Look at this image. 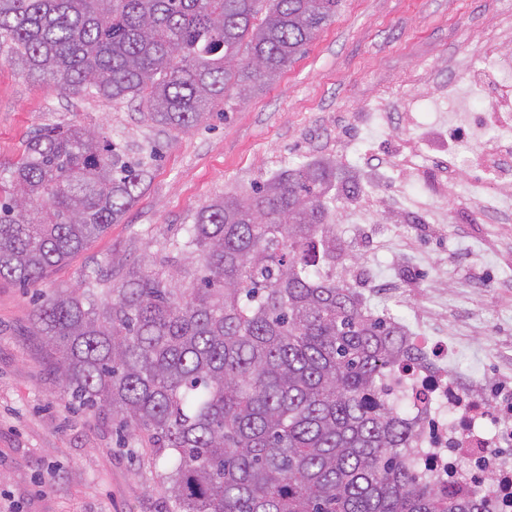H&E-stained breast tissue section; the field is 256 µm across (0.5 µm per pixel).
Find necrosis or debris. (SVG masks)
<instances>
[{"instance_id": "necrosis-or-debris-1", "label": "necrosis or debris", "mask_w": 512, "mask_h": 512, "mask_svg": "<svg viewBox=\"0 0 512 512\" xmlns=\"http://www.w3.org/2000/svg\"><path fill=\"white\" fill-rule=\"evenodd\" d=\"M470 94L493 101L490 122L464 114L465 133L448 147L447 162L423 149L404 160L423 177L448 168V188L461 205L476 206L489 224H512V52L497 43L482 47L463 64ZM406 367L385 378L388 394L407 400L413 451L423 476L440 493L465 494L488 486L491 512H512L503 489L512 480V383L490 388L475 374L450 368L463 344L455 336L410 338Z\"/></svg>"}]
</instances>
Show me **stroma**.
Returning a JSON list of instances; mask_svg holds the SVG:
<instances>
[{
    "instance_id": "stroma-1",
    "label": "stroma",
    "mask_w": 512,
    "mask_h": 512,
    "mask_svg": "<svg viewBox=\"0 0 512 512\" xmlns=\"http://www.w3.org/2000/svg\"><path fill=\"white\" fill-rule=\"evenodd\" d=\"M507 0H342L305 54L247 102L219 103L187 134H167L136 105L65 95L0 61V163L23 151L46 125L105 131L133 157L158 158L139 201L121 223L42 282L44 292L80 287L88 269L110 259L166 262L196 212L212 199L249 190L273 173L318 159L362 189L333 185L326 204L336 226L337 270L365 307L411 324L427 308L437 329L471 337L460 369L498 379L501 340L512 336V249L503 225L486 224L428 182L402 180L392 159L417 130L445 154L448 130L423 81L448 79L449 58L498 36ZM445 213L439 224L409 201ZM32 293L0 279V512H164L165 459L143 438L119 437L111 417L78 410L60 391L34 334ZM484 329L471 336L469 318Z\"/></svg>"
}]
</instances>
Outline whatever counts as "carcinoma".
I'll use <instances>...</instances> for the list:
<instances>
[{
	"mask_svg": "<svg viewBox=\"0 0 512 512\" xmlns=\"http://www.w3.org/2000/svg\"><path fill=\"white\" fill-rule=\"evenodd\" d=\"M341 0H0V59L63 94L138 104L185 133L273 83ZM111 137L43 127L0 169V278L38 286L138 201L149 173ZM329 161L195 215L166 266L108 263L41 296L63 394L167 458L174 512H485L405 462L386 397L405 327L329 273ZM197 261L180 283L165 267Z\"/></svg>",
	"mask_w": 512,
	"mask_h": 512,
	"instance_id": "carcinoma-1",
	"label": "carcinoma"
}]
</instances>
